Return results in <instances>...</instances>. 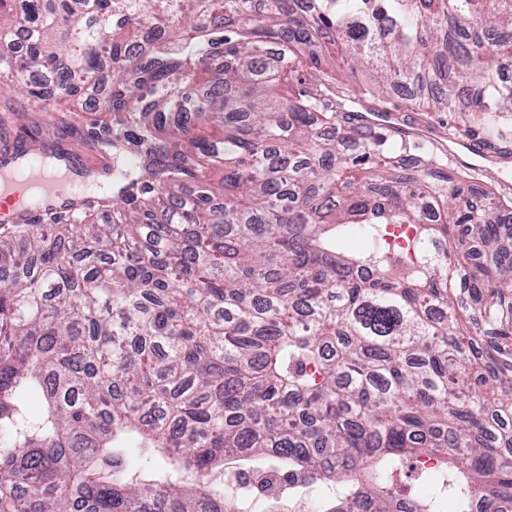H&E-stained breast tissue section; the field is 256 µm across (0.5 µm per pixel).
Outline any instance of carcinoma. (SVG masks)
<instances>
[{
	"mask_svg": "<svg viewBox=\"0 0 512 512\" xmlns=\"http://www.w3.org/2000/svg\"><path fill=\"white\" fill-rule=\"evenodd\" d=\"M20 20L0 94L103 89L83 137L139 164L104 221L0 223V512H509L512 197L359 118L406 88L507 141L512 0H0V45Z\"/></svg>",
	"mask_w": 512,
	"mask_h": 512,
	"instance_id": "carcinoma-1",
	"label": "carcinoma"
}]
</instances>
